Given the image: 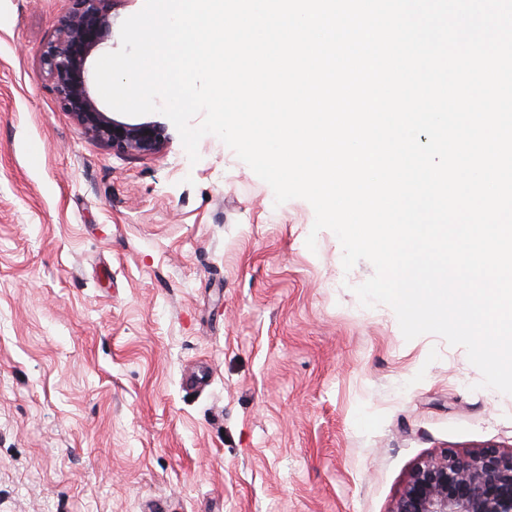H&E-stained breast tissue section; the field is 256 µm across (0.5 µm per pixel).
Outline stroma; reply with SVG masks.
I'll list each match as a JSON object with an SVG mask.
<instances>
[{"instance_id": "1", "label": "stroma", "mask_w": 512, "mask_h": 512, "mask_svg": "<svg viewBox=\"0 0 512 512\" xmlns=\"http://www.w3.org/2000/svg\"><path fill=\"white\" fill-rule=\"evenodd\" d=\"M70 7L0 0V512H392L420 461L512 448V395L361 306L307 201L215 136L118 154L63 112Z\"/></svg>"}]
</instances>
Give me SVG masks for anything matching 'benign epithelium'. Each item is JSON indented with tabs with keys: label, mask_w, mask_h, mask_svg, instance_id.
<instances>
[{
	"label": "benign epithelium",
	"mask_w": 512,
	"mask_h": 512,
	"mask_svg": "<svg viewBox=\"0 0 512 512\" xmlns=\"http://www.w3.org/2000/svg\"><path fill=\"white\" fill-rule=\"evenodd\" d=\"M111 4L72 0L43 51L42 63L62 109L86 133L118 153L154 154L169 143L165 125L112 119L89 91L87 61L112 37ZM392 512H512V449H447L419 462Z\"/></svg>",
	"instance_id": "7a95c632"
}]
</instances>
